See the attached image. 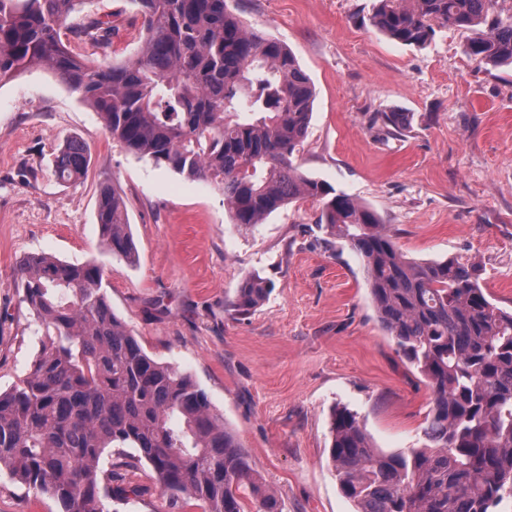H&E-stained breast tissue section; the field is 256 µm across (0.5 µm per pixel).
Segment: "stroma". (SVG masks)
Instances as JSON below:
<instances>
[{
	"mask_svg": "<svg viewBox=\"0 0 512 512\" xmlns=\"http://www.w3.org/2000/svg\"><path fill=\"white\" fill-rule=\"evenodd\" d=\"M247 26L286 43L316 90L300 170L372 207L406 254L479 262L496 303L512 309V66L481 65L466 33L437 30L424 48L369 23L373 0H227ZM117 28L101 60L131 54L141 20L130 0H92ZM407 113L405 131L374 125ZM71 138L89 151L79 181L52 175ZM123 195L138 250L104 253L96 224L103 184ZM299 200L250 232L221 196L124 152L96 112L51 73L0 86V389L26 374L39 344L16 283L20 261L46 253L99 260L116 314L145 351L188 372L237 435L283 512H354L329 462L335 406L357 411L376 448L421 446L430 390L380 329L358 256ZM270 292L250 315L226 310L240 282ZM0 512H56L0 473Z\"/></svg>",
	"mask_w": 512,
	"mask_h": 512,
	"instance_id": "35a3bbf8",
	"label": "stroma"
}]
</instances>
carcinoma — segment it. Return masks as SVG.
<instances>
[{"instance_id":"carcinoma-1","label":"carcinoma","mask_w":512,"mask_h":512,"mask_svg":"<svg viewBox=\"0 0 512 512\" xmlns=\"http://www.w3.org/2000/svg\"><path fill=\"white\" fill-rule=\"evenodd\" d=\"M89 2L0 0V86L50 71L126 152L211 186L242 230L291 202H319V223L362 261L381 330L431 393L423 445L400 452L375 448L357 412L333 409L329 462L341 493L355 512H496L512 498V311L493 302L482 268L408 257L370 206L299 170L293 157L315 87L282 41L245 26L226 0H130L142 18L139 46L109 63L65 39L110 47L112 21L73 22ZM491 2L377 0L371 23L418 48L441 28L472 30L466 56L512 65V22L490 17ZM373 123L394 134L407 116L378 112ZM87 164L84 144L71 139L54 176L75 182ZM96 220L104 252L133 264L115 187L101 188ZM105 274L95 259L20 262L17 287L41 335L26 375L0 391V471L58 512H110L109 501L140 488L146 466L170 512L191 501L202 512H282L193 378L152 358L112 311ZM266 295L250 275L227 310L239 319Z\"/></svg>"}]
</instances>
